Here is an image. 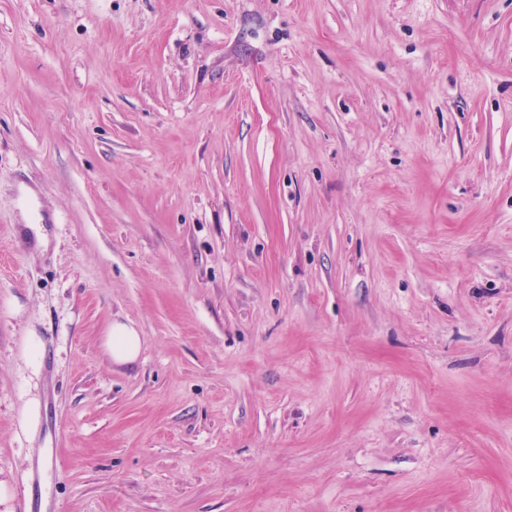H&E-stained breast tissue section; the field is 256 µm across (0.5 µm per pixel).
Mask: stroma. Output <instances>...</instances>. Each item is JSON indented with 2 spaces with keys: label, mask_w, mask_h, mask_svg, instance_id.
I'll return each mask as SVG.
<instances>
[{
  "label": "stroma",
  "mask_w": 512,
  "mask_h": 512,
  "mask_svg": "<svg viewBox=\"0 0 512 512\" xmlns=\"http://www.w3.org/2000/svg\"><path fill=\"white\" fill-rule=\"evenodd\" d=\"M0 512H512V0H0ZM104 346L113 363L131 365L136 363L140 356L142 341L133 327L115 322L105 336Z\"/></svg>",
  "instance_id": "stroma-1"
}]
</instances>
